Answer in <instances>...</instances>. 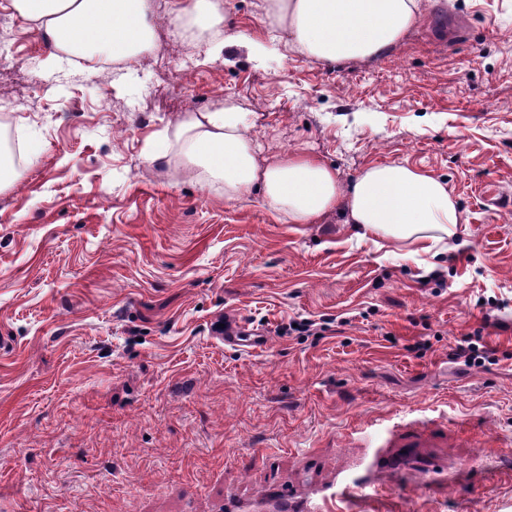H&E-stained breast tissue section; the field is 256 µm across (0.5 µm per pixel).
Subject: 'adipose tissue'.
Returning <instances> with one entry per match:
<instances>
[{
  "label": "adipose tissue",
  "mask_w": 512,
  "mask_h": 512,
  "mask_svg": "<svg viewBox=\"0 0 512 512\" xmlns=\"http://www.w3.org/2000/svg\"><path fill=\"white\" fill-rule=\"evenodd\" d=\"M421 0H264L266 39L237 41L255 61L275 45L332 63L371 59L398 44L420 19ZM13 10L46 38L49 59L77 56L94 65L133 63L154 42L153 0H11ZM173 21L205 34L211 50L226 48L223 0H170ZM260 145L247 113L228 104L189 113L170 124L149 162H165L233 201L261 188L266 204L287 224L341 212L359 235L373 234L429 253L456 238L460 213L447 183L403 164H377L343 186L319 158L293 152L259 164Z\"/></svg>",
  "instance_id": "ef3b65f1"
}]
</instances>
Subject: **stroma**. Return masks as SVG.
Masks as SVG:
<instances>
[{"label": "stroma", "mask_w": 512, "mask_h": 512, "mask_svg": "<svg viewBox=\"0 0 512 512\" xmlns=\"http://www.w3.org/2000/svg\"><path fill=\"white\" fill-rule=\"evenodd\" d=\"M155 3L129 68L46 64L12 18L0 106L36 160L0 190V512H229L373 448L409 462L336 512H512V0H423L372 60L202 45L180 90L156 59L186 35ZM228 102L261 157L444 179L455 246L407 260L339 212L285 224L260 190L227 202L148 163L169 122ZM225 321L267 345L225 344ZM477 329L494 364L451 359Z\"/></svg>", "instance_id": "35a3bbf8"}]
</instances>
